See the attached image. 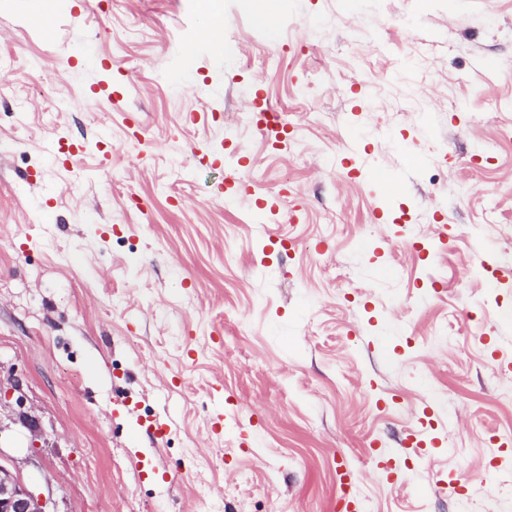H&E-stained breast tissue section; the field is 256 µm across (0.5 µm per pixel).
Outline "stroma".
<instances>
[{
	"mask_svg": "<svg viewBox=\"0 0 512 512\" xmlns=\"http://www.w3.org/2000/svg\"><path fill=\"white\" fill-rule=\"evenodd\" d=\"M29 3L0 0V454L29 489L346 512V472L361 512L512 503V0H269L266 28L253 0Z\"/></svg>",
	"mask_w": 512,
	"mask_h": 512,
	"instance_id": "obj_1",
	"label": "stroma"
}]
</instances>
